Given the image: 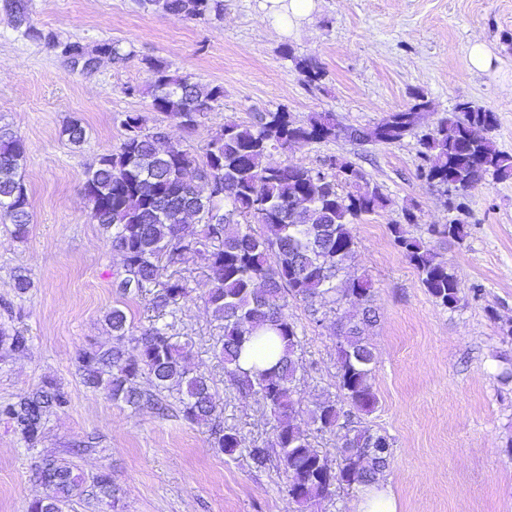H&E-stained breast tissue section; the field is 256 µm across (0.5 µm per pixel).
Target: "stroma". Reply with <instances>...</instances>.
I'll list each match as a JSON object with an SVG mask.
<instances>
[{"label":"stroma","mask_w":512,"mask_h":512,"mask_svg":"<svg viewBox=\"0 0 512 512\" xmlns=\"http://www.w3.org/2000/svg\"><path fill=\"white\" fill-rule=\"evenodd\" d=\"M32 19L60 39L95 44L111 40L128 57L104 62L92 74L73 72L50 48L21 38L0 7V125L27 146L22 170L31 224L17 240L0 219V326L22 332V355L0 352V401L14 400L54 380L70 395L65 411L47 415L40 441L28 447L0 420V512H27L47 489L35 468L47 459L76 465L83 493L65 512H298L288 501L277 465L251 467L246 448L270 441L273 422L262 403L229 384L217 356L223 334L204 303L207 263L162 264L161 281L187 279L190 299L176 312L147 299L121 298L112 282L122 271L100 225L90 219L83 194L85 172L98 154L117 148L124 113L138 112L161 128L170 144L202 154L225 120L252 121L259 112L284 110L306 121L333 113L346 126L369 127L406 108L414 94L433 105L423 124L463 101L497 116L500 150L512 153V0H317L298 27L268 16L263 0H224L219 21L189 20L143 10L137 0H32ZM492 53L485 71L470 68L473 38ZM316 60L323 79L305 83L294 58ZM172 72L220 85L224 97L186 133L152 111L144 92L146 59ZM80 119L82 146L61 135ZM418 134L395 144H359L343 138L303 143L268 161L320 167L336 156L359 166L392 200L388 210L355 224L352 274L373 283L377 321L369 330L376 352V408L357 420L389 437L393 448L383 480L397 512H512V180L487 181L461 210L449 209L441 187L417 176ZM411 208L407 236L429 240L461 278L460 300L446 308L424 288L388 229ZM462 221L468 235L456 241L429 235V225ZM31 288L14 289L17 270ZM125 310L134 328L158 322L177 344L189 345V364L209 373L219 395L218 415L236 430L242 451L209 445L206 427L186 422L175 396L167 409H133L87 388L77 370L80 349L109 343L105 321L112 307ZM288 312L302 340L297 423L316 448L335 453L341 440L316 432L308 414L320 396H338L336 317L314 320L305 303ZM107 470L119 489L114 507L93 495L92 478Z\"/></svg>","instance_id":"35a3bbf8"}]
</instances>
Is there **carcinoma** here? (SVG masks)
I'll use <instances>...</instances> for the list:
<instances>
[{
    "instance_id": "cac0c4a2",
    "label": "carcinoma",
    "mask_w": 512,
    "mask_h": 512,
    "mask_svg": "<svg viewBox=\"0 0 512 512\" xmlns=\"http://www.w3.org/2000/svg\"><path fill=\"white\" fill-rule=\"evenodd\" d=\"M140 6L161 15H180L194 20H220L224 0H139ZM15 19V29L26 40L59 53L74 55L80 42L62 41L37 26L30 16V0H5ZM103 57L118 64L126 53L116 43L97 44ZM305 82L324 76L311 59L293 57ZM151 73L147 94L151 108L193 132L201 116L224 98L221 85H202L171 72L169 64L148 59ZM414 102L391 112L371 127L343 126L330 112H317L298 123L283 111L260 112L245 124L233 119L213 132L202 156L164 145L161 131L146 128L145 117L127 112L120 120V146L98 156L85 173L84 195L91 219L110 233L112 249L123 259V276L113 283L122 296L143 297L153 293V307H176L191 292L183 280L158 282L159 262L167 258L181 264L191 254L206 256L211 288L205 303L222 322L219 356L230 385L242 396L261 400L276 421L270 443L245 449L256 469L277 461L288 482L290 501L308 508L332 495L339 487L374 484L383 477L391 458L387 436L359 428L350 420L352 411L370 413L377 404L373 385L374 353L366 340V328L374 323L371 280L348 278L344 287L336 279L350 266L355 253L353 225L365 216L390 208L392 202L377 184L350 161L329 156L323 167L308 168L286 162L264 163L273 150L288 152L305 142L339 138L365 143L394 144L412 134L422 115L432 110L423 93ZM494 112L472 102L458 103L451 115L441 117L418 143L425 165L420 178L444 188L448 206L458 209L464 200L492 178L512 180V154L497 147ZM70 144L82 145L86 131L72 119L61 130ZM27 148L24 139L0 126V215L8 218L19 240L29 233V198L20 175ZM404 222L389 225L395 244L418 272L421 287L439 304L459 301L461 279L454 266L439 257L423 239L406 236L403 223L413 224L416 215L403 209ZM264 228L257 235L251 221ZM438 234L463 241L465 224L453 221ZM300 300L311 315L331 305L362 309L360 322L337 319L336 351L338 387L342 400L325 396L308 410L321 432L343 428L336 460L314 448L296 423L302 362L297 355L301 338L288 314V298ZM105 321L113 343L79 352L82 382L102 392L114 403L134 408L161 409L158 397L175 391L183 418L210 431L213 447L232 455L241 448L237 432L224 427L216 415L218 397L210 375L188 366V350L172 341L167 328L153 325L134 333L127 315L118 306ZM261 344L273 363L246 369L244 351ZM28 337L0 327V350L22 354ZM147 378L150 388L140 380ZM63 387L52 380L17 401L0 403V419L28 446L40 440L47 412L69 406ZM37 479L54 495L32 500L27 512H64L82 495V479L67 462L46 460L36 468ZM95 497L114 507L112 473L101 471L93 478Z\"/></svg>"
}]
</instances>
